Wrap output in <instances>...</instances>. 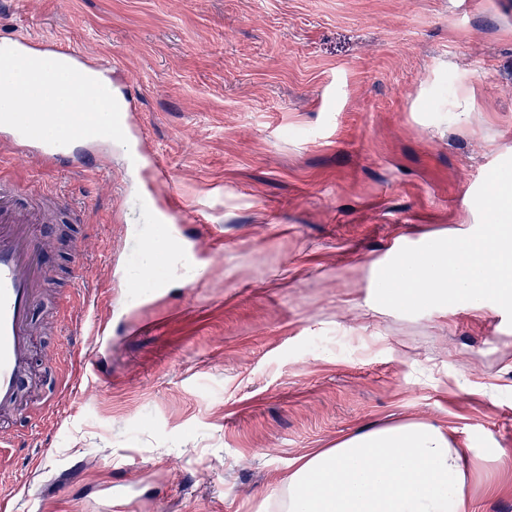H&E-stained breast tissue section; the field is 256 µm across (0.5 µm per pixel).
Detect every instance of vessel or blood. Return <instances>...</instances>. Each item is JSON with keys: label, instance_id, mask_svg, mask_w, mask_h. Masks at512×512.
I'll list each match as a JSON object with an SVG mask.
<instances>
[{"label": "vessel or blood", "instance_id": "1", "mask_svg": "<svg viewBox=\"0 0 512 512\" xmlns=\"http://www.w3.org/2000/svg\"><path fill=\"white\" fill-rule=\"evenodd\" d=\"M10 52L0 53V63L25 55H35L46 63L59 57L79 58L80 51L66 41H48L20 32L12 36ZM112 99L109 82L86 85L74 98V106L83 110L84 120L69 123L58 114L46 112L39 120H30L22 112L0 113V128L8 133L0 146L30 153L39 162L51 165L65 161L74 143L111 141L116 121L107 108ZM17 185L0 178V412L22 408L21 381L29 369L34 312L40 302L41 288L50 275L44 261L46 240L34 225L36 214L22 208ZM180 217L166 210L167 226L163 234L166 251L199 255L198 241L181 233ZM111 312H98L90 338L84 346L86 366H94L98 353L110 343Z\"/></svg>", "mask_w": 512, "mask_h": 512}]
</instances>
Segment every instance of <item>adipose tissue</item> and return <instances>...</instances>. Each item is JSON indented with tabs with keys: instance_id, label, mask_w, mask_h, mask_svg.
I'll return each instance as SVG.
<instances>
[{
	"instance_id": "obj_1",
	"label": "adipose tissue",
	"mask_w": 512,
	"mask_h": 512,
	"mask_svg": "<svg viewBox=\"0 0 512 512\" xmlns=\"http://www.w3.org/2000/svg\"><path fill=\"white\" fill-rule=\"evenodd\" d=\"M46 102L64 110L67 90L96 72L60 58ZM468 470L445 428L406 421L360 430L299 458L273 493L276 512H460Z\"/></svg>"
}]
</instances>
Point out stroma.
<instances>
[{
    "instance_id": "35a3bbf8",
    "label": "stroma",
    "mask_w": 512,
    "mask_h": 512,
    "mask_svg": "<svg viewBox=\"0 0 512 512\" xmlns=\"http://www.w3.org/2000/svg\"><path fill=\"white\" fill-rule=\"evenodd\" d=\"M20 31L110 58L132 124L106 178L84 165L95 143L75 170L0 152L49 216L52 271L0 512H96L109 482L138 497L108 512H271L294 460L408 419L467 454L464 512H512V326L376 308L371 276L395 240L478 224L468 186L512 157V0H0V38ZM140 140L205 273L158 254L160 295L131 314L117 265L145 221ZM78 294L114 307L93 379Z\"/></svg>"
}]
</instances>
